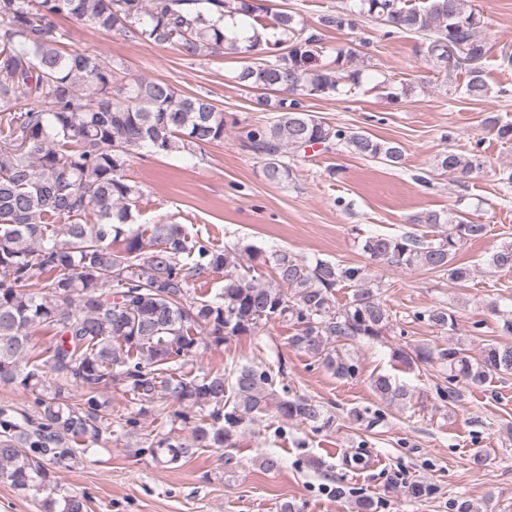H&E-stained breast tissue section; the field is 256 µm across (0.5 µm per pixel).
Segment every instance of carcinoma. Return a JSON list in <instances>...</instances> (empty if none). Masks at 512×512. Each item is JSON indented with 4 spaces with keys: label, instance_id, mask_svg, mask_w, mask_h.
<instances>
[{
    "label": "carcinoma",
    "instance_id": "1",
    "mask_svg": "<svg viewBox=\"0 0 512 512\" xmlns=\"http://www.w3.org/2000/svg\"><path fill=\"white\" fill-rule=\"evenodd\" d=\"M242 15L254 31L239 44L224 34V17ZM69 18L127 38L177 48L187 60L236 54L247 64L235 76L243 86L280 93L256 98L276 116L246 133L248 148L264 160L274 184L292 180L288 154L313 145L337 147L390 167L403 164L404 150L305 109L302 99L350 93L363 84L356 49L336 51V68L318 66L323 28L353 29L363 18L386 36L416 33L426 56L441 59L439 46L456 45L468 62L488 53L478 35L482 19L467 0H354L320 17L318 27L296 12L254 0H0V384L35 395L38 424L26 428L0 412V476L18 492L39 499L42 512H87V498L60 487L53 465L75 457V446L108 442L138 426L101 400L107 381L132 396L142 414L172 426L147 451L163 468L182 466L203 448H233L240 433L269 409L283 423L329 428L331 415L313 400L281 397L267 367L242 365L231 376L194 372L207 349L233 336H247L264 321L294 328L289 347L313 358L338 379L355 376L348 342L376 341L394 328L379 292L366 286L365 268L317 259L309 264L286 252L251 254L272 270L274 283L248 278L235 248L216 249L188 238L181 225H152L149 242L132 229L142 192L126 179L130 155L145 149L170 156L224 141V112L206 94L184 95L172 84L130 76L123 100L112 90L123 63L113 57L63 49L66 31L55 19ZM280 38L262 40L258 29ZM491 87L474 67L465 96L488 98ZM484 124L504 143L512 122L497 115ZM437 168L462 177L481 171L478 148L438 155ZM409 222L438 230L427 240L410 231L365 238L362 250L385 268H422L464 282L473 271L455 261L461 246L484 238L487 225L464 213L425 211ZM123 246L112 249V242ZM150 251H145V248ZM488 264L512 267V240L499 244ZM224 273L213 297L192 294L191 282ZM355 286L351 301L337 306L336 288ZM427 316L441 333L456 322L447 307ZM38 328L55 343L43 361H30ZM392 358L406 366L434 360L448 365V381L481 387L512 373V344L492 342L480 356L448 346L438 352L402 348ZM393 405L412 395L388 375L370 380ZM176 407L171 413L167 407ZM193 422L188 438L177 422Z\"/></svg>",
    "mask_w": 512,
    "mask_h": 512
}]
</instances>
